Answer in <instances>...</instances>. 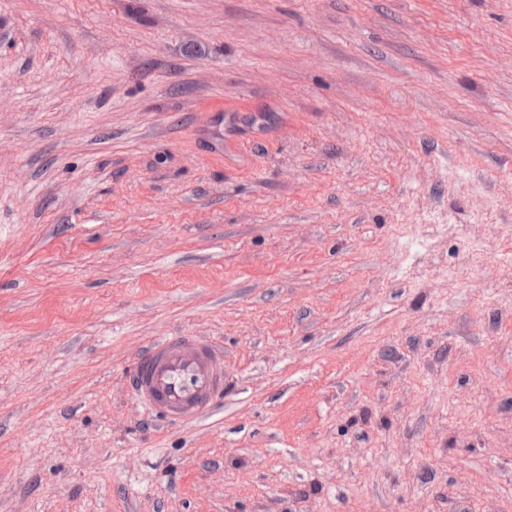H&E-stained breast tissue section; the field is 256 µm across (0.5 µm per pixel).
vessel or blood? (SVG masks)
Segmentation results:
<instances>
[{"instance_id":"obj_1","label":"vessel or blood","mask_w":512,"mask_h":512,"mask_svg":"<svg viewBox=\"0 0 512 512\" xmlns=\"http://www.w3.org/2000/svg\"><path fill=\"white\" fill-rule=\"evenodd\" d=\"M127 385L145 417L192 424L223 394L224 362L218 348L201 337L163 336L141 351Z\"/></svg>"}]
</instances>
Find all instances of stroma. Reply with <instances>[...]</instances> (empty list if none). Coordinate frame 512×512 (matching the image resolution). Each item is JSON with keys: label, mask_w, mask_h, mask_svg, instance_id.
<instances>
[{"label": "stroma", "mask_w": 512, "mask_h": 512, "mask_svg": "<svg viewBox=\"0 0 512 512\" xmlns=\"http://www.w3.org/2000/svg\"><path fill=\"white\" fill-rule=\"evenodd\" d=\"M0 512H512V0H0ZM127 385L145 417L192 424L223 394L224 362L218 348L199 336H162L141 351Z\"/></svg>", "instance_id": "obj_1"}]
</instances>
